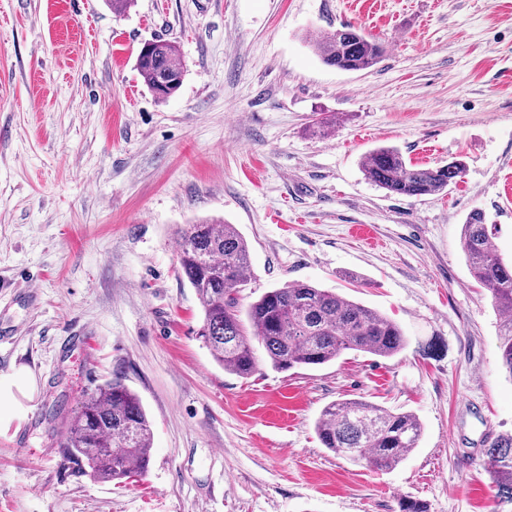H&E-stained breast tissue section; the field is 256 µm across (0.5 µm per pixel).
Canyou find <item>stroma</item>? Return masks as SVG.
<instances>
[{
  "mask_svg": "<svg viewBox=\"0 0 512 512\" xmlns=\"http://www.w3.org/2000/svg\"><path fill=\"white\" fill-rule=\"evenodd\" d=\"M345 26L384 44L379 64L319 60L308 36ZM156 39L185 69L164 102L135 67ZM383 146L465 169L442 194L393 196L361 169ZM475 209L511 261L512 0H136L120 17L0 0V374L35 379L0 431V512H395L402 495L491 512L480 459L512 432V379L462 249ZM205 216L248 242L245 301L331 288L395 320L406 348L225 371L178 274L179 231ZM115 375L153 422L128 484L56 446L63 411ZM358 397L421 421L397 467L320 445L322 410Z\"/></svg>",
  "mask_w": 512,
  "mask_h": 512,
  "instance_id": "stroma-1",
  "label": "stroma"
}]
</instances>
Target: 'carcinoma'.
<instances>
[{
  "label": "carcinoma",
  "instance_id": "obj_1",
  "mask_svg": "<svg viewBox=\"0 0 512 512\" xmlns=\"http://www.w3.org/2000/svg\"><path fill=\"white\" fill-rule=\"evenodd\" d=\"M308 43L327 66L363 71L375 66L384 46L350 27L318 32ZM148 90L165 101L181 87L185 70L176 45L155 41L137 56ZM365 176L391 195L439 194L461 173V163L413 166L395 147H379L362 160ZM492 229L479 209L462 226V248L476 281L505 317L499 326L502 368L512 379V263L492 244ZM179 275L194 289L202 310L197 335L224 369L246 378L257 371L262 348L276 371L318 367L347 350L390 358L407 344L401 327L381 312L327 288L285 282L243 304L250 282L247 241L237 228L203 218L180 231ZM320 444L352 463L377 470L397 466L418 446L419 419L363 399L327 406L315 425ZM152 422L140 397L115 377L97 385L77 405L59 443L63 455L88 468L87 475L119 483L144 474L151 460ZM482 467L496 489L494 512H512V433L497 435L484 449Z\"/></svg>",
  "mask_w": 512,
  "mask_h": 512
}]
</instances>
